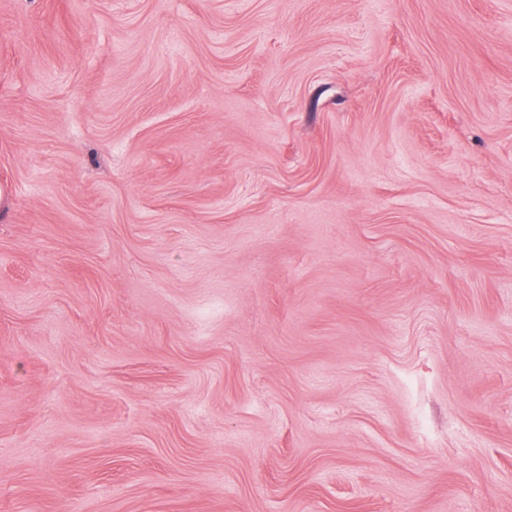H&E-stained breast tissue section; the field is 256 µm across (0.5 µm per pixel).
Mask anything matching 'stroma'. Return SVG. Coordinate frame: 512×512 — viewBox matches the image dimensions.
<instances>
[{
  "label": "stroma",
  "mask_w": 512,
  "mask_h": 512,
  "mask_svg": "<svg viewBox=\"0 0 512 512\" xmlns=\"http://www.w3.org/2000/svg\"><path fill=\"white\" fill-rule=\"evenodd\" d=\"M0 512H512V0H0Z\"/></svg>",
  "instance_id": "1"
}]
</instances>
